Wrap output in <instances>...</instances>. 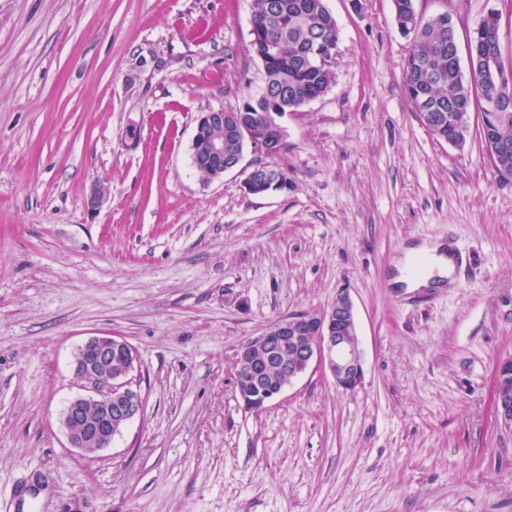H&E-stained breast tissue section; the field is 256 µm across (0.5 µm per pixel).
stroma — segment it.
Wrapping results in <instances>:
<instances>
[{
	"mask_svg": "<svg viewBox=\"0 0 512 512\" xmlns=\"http://www.w3.org/2000/svg\"><path fill=\"white\" fill-rule=\"evenodd\" d=\"M325 5L335 80L282 120L289 189L255 196L252 146L220 181L192 165L200 113L262 85L252 0H0V512H512V426L491 408L512 177L477 136L426 131L393 0ZM415 7L452 16L463 60L497 10L512 66V0ZM448 237L470 259L452 285L393 286L405 247ZM342 288L362 386L314 364L246 409L241 347ZM103 333L136 349L143 407L110 447L72 448L75 355Z\"/></svg>",
	"mask_w": 512,
	"mask_h": 512,
	"instance_id": "35a3bbf8",
	"label": "stroma"
}]
</instances>
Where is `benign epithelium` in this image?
<instances>
[{
    "instance_id": "obj_1",
    "label": "benign epithelium",
    "mask_w": 512,
    "mask_h": 512,
    "mask_svg": "<svg viewBox=\"0 0 512 512\" xmlns=\"http://www.w3.org/2000/svg\"><path fill=\"white\" fill-rule=\"evenodd\" d=\"M224 126V111L202 113L196 122L192 146L199 147L198 161L208 173V181L221 180L224 173L235 168L242 155L224 156V139L213 136L212 130ZM247 135L251 146L265 156L278 149L264 133L251 135L246 127L234 129ZM244 189L252 195H266L288 189V181L279 170L263 161L253 164ZM81 358L74 362V371L85 393L72 398L64 411L63 425L68 444L83 449L88 444L112 440V427L123 426L142 409V400L132 388V372L137 362L133 346L112 335L94 336L80 347ZM124 354V366L108 380L100 381L102 373L112 372V353ZM327 370L336 387L347 392L360 386L364 368L360 350L354 304L345 291L326 309L290 316L270 325L249 348L238 353L234 384L245 406L261 411L278 398L285 384L276 387L261 384L271 373H284L288 379L299 377L312 363ZM512 374V357L501 359L494 369L491 406L496 417L512 423V392L505 381ZM97 408V417H86V406Z\"/></svg>"
}]
</instances>
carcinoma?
Listing matches in <instances>:
<instances>
[{
	"mask_svg": "<svg viewBox=\"0 0 512 512\" xmlns=\"http://www.w3.org/2000/svg\"><path fill=\"white\" fill-rule=\"evenodd\" d=\"M402 34L413 47L405 67V91L428 133L439 141L460 146L476 115V133L491 155L493 166L503 176H512V107L489 113L497 98L512 99V69L483 76L480 66L487 51L501 56L499 24L481 22L469 43V75H463L456 33L449 14L418 21L414 0H393ZM252 20L261 38L251 43L265 65L268 94L261 102L249 96L230 115L224 127L246 125L274 134L281 119L330 88L334 73L313 57L305 62L300 53L315 41L334 47L338 41L336 21L323 0H253Z\"/></svg>",
	"mask_w": 512,
	"mask_h": 512,
	"instance_id": "cac0c4a2",
	"label": "carcinoma"
}]
</instances>
